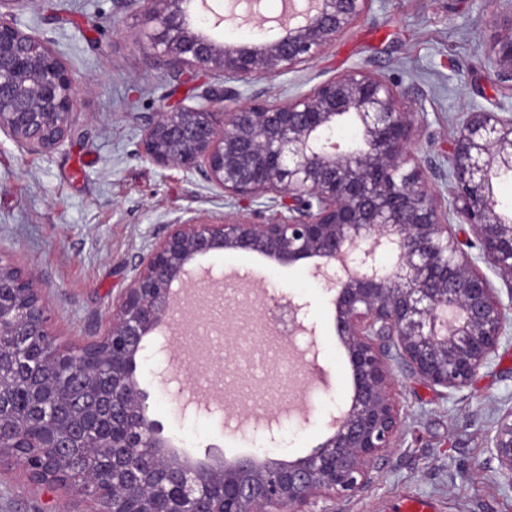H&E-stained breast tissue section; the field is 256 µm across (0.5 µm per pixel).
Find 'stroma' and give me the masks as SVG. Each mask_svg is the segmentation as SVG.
<instances>
[{
    "instance_id": "obj_1",
    "label": "stroma",
    "mask_w": 512,
    "mask_h": 512,
    "mask_svg": "<svg viewBox=\"0 0 512 512\" xmlns=\"http://www.w3.org/2000/svg\"><path fill=\"white\" fill-rule=\"evenodd\" d=\"M18 19L52 41L82 91L76 134L61 149L31 154L0 134V259L42 277L59 343L83 344L104 332L140 255L168 225L191 216L223 218L219 188L198 174L158 167L141 147L143 128L160 112L222 82L169 76L145 54L144 32L121 0H28ZM511 21L505 0H373L364 17L298 71L258 79L243 95L283 98L358 67L385 73L415 114L412 151L438 161L465 112L512 108V92L500 87L485 56L492 32ZM206 263L215 274L244 279L240 287L218 284L225 316L245 300L270 314L288 293L307 303L320 349L317 366L297 375L309 416L281 415L270 441L253 403L230 398L218 406L207 388L187 394L196 370L176 331L170 351L153 341L145 351L141 378L154 418L193 457L213 444L283 461L306 456L325 440L329 415L348 408L353 395L349 362L329 330L335 313L329 294L308 260L252 263L246 253L227 251ZM197 326L217 357L211 375L225 376L222 355L247 356L243 332L203 319ZM166 367L176 379L163 386L153 373ZM393 395L402 419L394 448L374 463L362 491L343 500L318 498L310 512H392L393 501L406 496L437 500L445 512H512V488L489 451L501 415L512 408V341L463 390L445 396L399 369ZM230 412L236 422L229 426ZM88 508L81 497L30 482L17 465H0V512Z\"/></svg>"
}]
</instances>
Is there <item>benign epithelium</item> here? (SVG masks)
Instances as JSON below:
<instances>
[{"instance_id": "benign-epithelium-1", "label": "benign epithelium", "mask_w": 512, "mask_h": 512, "mask_svg": "<svg viewBox=\"0 0 512 512\" xmlns=\"http://www.w3.org/2000/svg\"><path fill=\"white\" fill-rule=\"evenodd\" d=\"M139 8L147 52L177 77H219L191 104L159 113L143 130L145 156L161 168L199 173L224 192V218L192 216L134 267L105 331L78 346L56 344L45 288L33 273L0 260V464L13 462L36 484L76 489L89 512H306L320 496L345 499L395 445L401 418L393 397L404 368L446 394L469 386L496 358L509 321L484 264L512 301V217L492 188L512 173V113H465L430 186L410 151L414 113L395 85L364 68L288 98L241 101L240 88L297 70L364 16L373 0H288V33L228 45L202 34L193 0H128ZM25 0H0V133L29 153L72 139L79 84L51 43L21 28ZM487 60L512 90V27L493 36ZM354 121L348 146L336 127ZM275 206L287 210L266 216ZM479 241L462 248L453 219ZM227 250L281 265L321 261L336 335L352 368L349 408L327 439L295 461L258 455L232 464L176 455L153 418L140 380L144 342L168 323L172 292L196 260ZM396 255L393 268L382 257ZM308 304L276 303L280 339L305 330ZM40 337L47 349L24 357ZM37 433L21 442L22 428ZM112 437V456L100 454ZM491 458L512 487V410L490 440Z\"/></svg>"}]
</instances>
